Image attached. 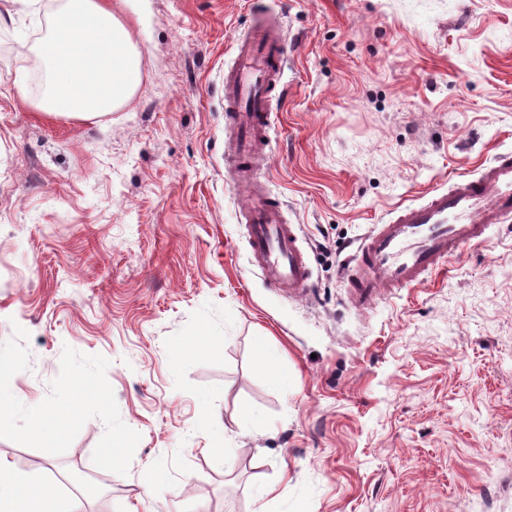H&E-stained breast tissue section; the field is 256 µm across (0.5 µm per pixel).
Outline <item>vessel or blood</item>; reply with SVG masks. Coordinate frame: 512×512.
<instances>
[{
	"instance_id": "b4317fda",
	"label": "vessel or blood",
	"mask_w": 512,
	"mask_h": 512,
	"mask_svg": "<svg viewBox=\"0 0 512 512\" xmlns=\"http://www.w3.org/2000/svg\"><path fill=\"white\" fill-rule=\"evenodd\" d=\"M234 54L233 68L224 74V100L227 120L239 132L234 170L244 174L259 167L254 148L272 123L271 93L281 80L286 48L266 29L237 40ZM246 218L251 264L270 287L303 293L312 272L280 199L259 198ZM511 218L512 153H500L479 175L433 190L374 225L343 269L349 301L364 309L384 289L421 284L464 246L485 242L489 226Z\"/></svg>"
}]
</instances>
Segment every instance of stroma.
Listing matches in <instances>:
<instances>
[{
	"mask_svg": "<svg viewBox=\"0 0 512 512\" xmlns=\"http://www.w3.org/2000/svg\"><path fill=\"white\" fill-rule=\"evenodd\" d=\"M64 2L0 32V342L29 333L27 406L64 347L109 359L141 440L124 475L92 461L98 418L0 460L84 512H512V220L368 310L340 275L397 206L512 152V0H129L140 79L90 120L31 106ZM259 5L288 88L258 178L308 254L302 298L251 265L227 177L224 71Z\"/></svg>",
	"mask_w": 512,
	"mask_h": 512,
	"instance_id": "1",
	"label": "stroma"
}]
</instances>
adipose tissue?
I'll return each instance as SVG.
<instances>
[{"instance_id": "ef3b65f1", "label": "adipose tissue", "mask_w": 512, "mask_h": 512, "mask_svg": "<svg viewBox=\"0 0 512 512\" xmlns=\"http://www.w3.org/2000/svg\"><path fill=\"white\" fill-rule=\"evenodd\" d=\"M126 0H66L36 52L49 76L38 108L51 116L93 119L124 103L140 59L120 17ZM0 512H81V503L0 463Z\"/></svg>"}]
</instances>
